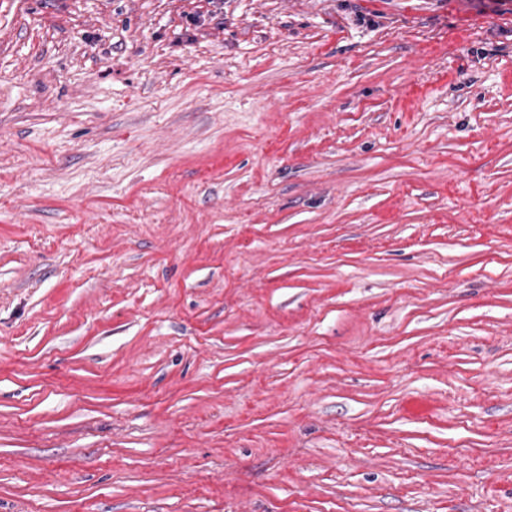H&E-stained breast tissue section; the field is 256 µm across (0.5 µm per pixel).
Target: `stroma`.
Masks as SVG:
<instances>
[{
  "instance_id": "1",
  "label": "stroma",
  "mask_w": 512,
  "mask_h": 512,
  "mask_svg": "<svg viewBox=\"0 0 512 512\" xmlns=\"http://www.w3.org/2000/svg\"><path fill=\"white\" fill-rule=\"evenodd\" d=\"M0 512H512V0H0Z\"/></svg>"
}]
</instances>
